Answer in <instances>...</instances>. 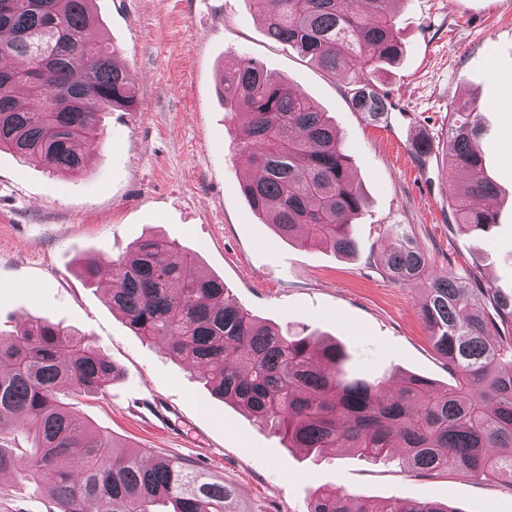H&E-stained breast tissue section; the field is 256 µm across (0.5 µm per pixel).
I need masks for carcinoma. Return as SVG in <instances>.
<instances>
[{
    "mask_svg": "<svg viewBox=\"0 0 512 512\" xmlns=\"http://www.w3.org/2000/svg\"><path fill=\"white\" fill-rule=\"evenodd\" d=\"M92 0H0V151L23 163L79 175V143L99 135L101 114L136 107L134 79L115 49L92 45ZM267 35L353 85V106L375 121L384 102L377 74L401 54L394 0H257ZM224 109L248 117L239 154L255 175L243 192L259 219L281 237L338 254L355 252L352 219L364 206L350 157L319 106L287 92L259 63L228 53ZM479 113L448 115L444 144L448 207L469 230L495 223L498 189L474 147ZM382 273L408 286L430 272L427 254L398 224L383 229ZM101 265L82 259L94 283ZM120 287L108 297L128 327L198 370L211 394L245 409L254 422L296 448H355L370 462L404 453L412 471L452 467L512 484V290L481 287L476 272H431L420 308L434 350L453 383L416 374L349 378L345 353L315 333L292 334L258 321L224 281L200 270L176 242L149 236L112 260ZM120 376L83 335L47 318L0 327V433H33L34 451L0 436V473L47 486L49 512H248L235 488L188 461L116 450L112 436L79 423L62 389L104 394ZM309 512H458L435 501L374 502L323 490Z\"/></svg>",
    "mask_w": 512,
    "mask_h": 512,
    "instance_id": "carcinoma-1",
    "label": "carcinoma"
}]
</instances>
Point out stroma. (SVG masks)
Here are the masks:
<instances>
[{
    "label": "stroma",
    "instance_id": "obj_1",
    "mask_svg": "<svg viewBox=\"0 0 512 512\" xmlns=\"http://www.w3.org/2000/svg\"><path fill=\"white\" fill-rule=\"evenodd\" d=\"M92 41L108 40L134 78L139 106L102 117L83 174L24 165L0 152V324L47 317L88 337L122 372L105 394L75 396V417L116 442L179 457L237 490L249 512H307L323 488L381 501L437 500L457 512H512V485L448 470L373 464L354 449L317 456L258 427L213 396L186 362L144 342L114 313L79 262L104 263L157 234L194 253L259 320L338 342L349 373L414 372L452 381L419 308L426 280L402 286L381 273L385 226L399 224L433 270L474 269L486 288L512 289V0H396L399 65L380 73L388 103L377 123L351 102L348 76L325 73L269 39L255 0H93ZM254 60L285 88L315 100L336 126L366 205L356 252L279 238L253 216L239 159L245 125L219 95L225 53ZM475 101V146L501 192L495 224L475 235L448 207L443 144L448 114ZM436 138L425 162L411 134ZM168 417L160 423L153 409Z\"/></svg>",
    "mask_w": 512,
    "mask_h": 512
}]
</instances>
